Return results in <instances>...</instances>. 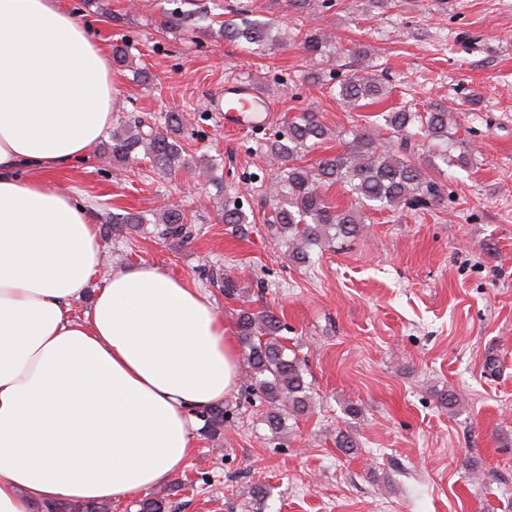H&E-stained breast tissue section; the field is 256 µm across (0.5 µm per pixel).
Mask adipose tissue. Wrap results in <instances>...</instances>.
Returning <instances> with one entry per match:
<instances>
[{"mask_svg": "<svg viewBox=\"0 0 512 512\" xmlns=\"http://www.w3.org/2000/svg\"><path fill=\"white\" fill-rule=\"evenodd\" d=\"M116 96L109 51L63 0H0V512L168 483L239 382L208 298L153 265L100 276L91 207L48 181L89 158Z\"/></svg>", "mask_w": 512, "mask_h": 512, "instance_id": "adipose-tissue-1", "label": "adipose tissue"}]
</instances>
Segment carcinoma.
Segmentation results:
<instances>
[{"label": "carcinoma", "instance_id": "cac0c4a2", "mask_svg": "<svg viewBox=\"0 0 512 512\" xmlns=\"http://www.w3.org/2000/svg\"><path fill=\"white\" fill-rule=\"evenodd\" d=\"M240 20L221 23L224 38L248 45H264L269 39L266 24L252 20L245 10L235 11ZM333 39L320 28L302 32L300 45L310 55H322ZM385 94L382 83L372 77L356 75L339 85L344 104L356 111ZM182 113L170 110L163 123H151L138 117L131 123H121L112 132V159L128 161L138 150L144 158L165 175L177 173L185 166ZM392 133L406 140L416 134L431 141L436 156H448V108L435 105L423 112L399 109L384 116ZM329 130L314 114L303 112L286 123V131L274 134L265 144V151L280 163L271 178L269 193L275 206L268 224L288 237L290 256L295 262L310 259L314 247H329L339 237H351L361 231L359 209L374 203L396 209L401 206L426 207L440 196V186L428 179L424 168L405 152L398 154L382 147L365 132H356L351 142L335 154H324L309 167L295 164L298 154L319 147L329 139ZM338 185L354 196L355 205L339 209L327 199L324 187ZM107 222L116 230L124 226L140 228L149 223L142 214L114 213ZM224 223L242 226L248 217L237 201L224 198ZM154 224L161 225L159 236L164 239H187L185 216L179 209H166L158 214ZM282 324L269 310L244 311L238 318V336L245 348L244 361L252 386L272 405L265 422L273 431L281 428L284 412L300 414L307 408L309 386L297 358L287 353L279 340ZM230 410L217 405L203 412L205 428L213 435L224 430ZM138 512H169V502L163 498L145 497L137 501ZM45 512H107L101 502L72 503L59 501L45 506Z\"/></svg>", "mask_w": 512, "mask_h": 512}]
</instances>
